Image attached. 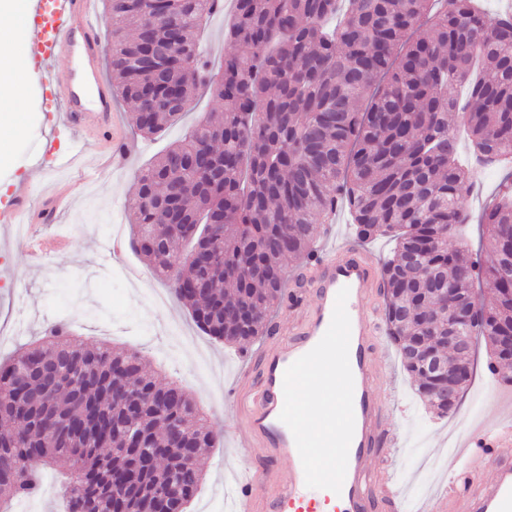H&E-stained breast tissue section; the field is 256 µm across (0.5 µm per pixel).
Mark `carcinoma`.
<instances>
[{
    "label": "carcinoma",
    "instance_id": "cac0c4a2",
    "mask_svg": "<svg viewBox=\"0 0 512 512\" xmlns=\"http://www.w3.org/2000/svg\"><path fill=\"white\" fill-rule=\"evenodd\" d=\"M215 2L103 0L116 93L142 136L197 97L224 104L136 176L132 243L206 335L247 345L270 330L287 261L313 258L317 226L346 207L359 240H396L385 321L419 395L448 415V378L418 363L421 339L448 333L445 290L493 285L457 327L486 339L495 373L512 370L497 353L512 336V173L478 215L492 262L477 271L448 249L473 176L448 113L474 156L512 166V11L347 0L331 28L341 0H234L216 72L198 46ZM197 247L207 263L189 259ZM214 444L197 402L138 352L78 344L64 323L0 363V500L36 496L49 465L67 475L69 512H187Z\"/></svg>",
    "mask_w": 512,
    "mask_h": 512
}]
</instances>
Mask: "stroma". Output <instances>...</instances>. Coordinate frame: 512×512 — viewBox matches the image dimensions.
<instances>
[{
  "mask_svg": "<svg viewBox=\"0 0 512 512\" xmlns=\"http://www.w3.org/2000/svg\"><path fill=\"white\" fill-rule=\"evenodd\" d=\"M19 94V129L0 138V150L12 159L9 168L0 169V202L21 193L37 207L46 200V169L54 160L45 157L44 169L36 170L32 159L48 140L60 153L75 156L64 180L78 190L67 208L35 227L38 233L67 238V245L51 254L32 258L26 235L16 226L0 224V361L60 320L68 323L77 343L140 352L149 371L179 384L196 400L217 434L214 450L202 461L204 478L188 512H233L234 475L250 463L241 453L249 439L240 414L225 404V392L236 386L244 370H257L261 345L292 326L311 298L302 293L294 301H281L270 334L242 350L203 334L168 284L132 248H124L120 258L109 256L113 226L132 232L128 204L138 169L205 113L220 109V102L197 98L178 124L150 141L136 130L131 104L119 103L132 151L126 169L115 170L104 166V144L96 133L73 130L57 113L45 111L37 77L27 76ZM489 357V349L478 345L470 385L462 390L456 409L440 417L417 393L390 336H383L381 358L387 368L376 388L393 405V426L401 440L390 470L402 492L398 512H420L443 487L448 471L460 469V458L448 451L449 436L488 418L498 397L512 394V384L485 380ZM63 481L58 471L43 469L39 494L7 503L6 512H65Z\"/></svg>",
  "mask_w": 512,
  "mask_h": 512,
  "instance_id": "35a3bbf8",
  "label": "stroma"
}]
</instances>
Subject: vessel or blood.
<instances>
[{
    "label": "vessel or blood",
    "mask_w": 512,
    "mask_h": 512,
    "mask_svg": "<svg viewBox=\"0 0 512 512\" xmlns=\"http://www.w3.org/2000/svg\"><path fill=\"white\" fill-rule=\"evenodd\" d=\"M20 42L24 65L40 72L52 111L71 128L98 131L112 145L113 167H121V114L102 76L90 0H25ZM63 55L77 56L78 69H54ZM380 282L373 260L346 241L297 280L312 304L262 351L257 385L242 402L252 452L275 466L260 474L244 470L238 512H397L388 469L399 441L374 384L381 331L369 312ZM332 354L345 373L343 388L327 393L329 404L345 405L349 423L341 439L332 418L311 434L288 407L289 388ZM459 455L462 473L425 512H512V412L475 424ZM319 458L330 460L329 476L316 472Z\"/></svg>",
    "instance_id": "1"
}]
</instances>
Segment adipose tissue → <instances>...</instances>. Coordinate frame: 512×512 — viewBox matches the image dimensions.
I'll return each instance as SVG.
<instances>
[{
	"label": "adipose tissue",
	"instance_id": "1",
	"mask_svg": "<svg viewBox=\"0 0 512 512\" xmlns=\"http://www.w3.org/2000/svg\"><path fill=\"white\" fill-rule=\"evenodd\" d=\"M15 10V0H0V134L14 132L17 128L16 108L24 64L13 50L20 39V33L12 23ZM329 377L326 369L316 370L313 380L305 388L294 387L288 391L289 404L303 419L306 430H315L325 413L321 387Z\"/></svg>",
	"mask_w": 512,
	"mask_h": 512
}]
</instances>
